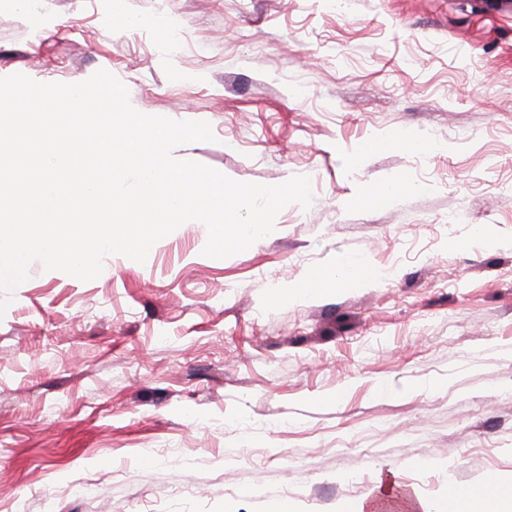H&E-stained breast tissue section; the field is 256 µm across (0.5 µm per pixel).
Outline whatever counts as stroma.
<instances>
[{"label": "stroma", "instance_id": "obj_1", "mask_svg": "<svg viewBox=\"0 0 512 512\" xmlns=\"http://www.w3.org/2000/svg\"><path fill=\"white\" fill-rule=\"evenodd\" d=\"M169 10L170 31L155 0H123V23L113 0H51L35 26L13 0L0 77L107 70L138 111L211 125L176 159L240 182L306 175L313 202L224 259L192 221L88 282L33 262L0 316V512H337L390 469L425 501L452 479L512 482V14ZM414 134L437 149L401 144ZM384 182L402 185L393 204L357 203ZM457 210L466 222L447 225ZM347 255L386 278L281 295Z\"/></svg>", "mask_w": 512, "mask_h": 512}]
</instances>
